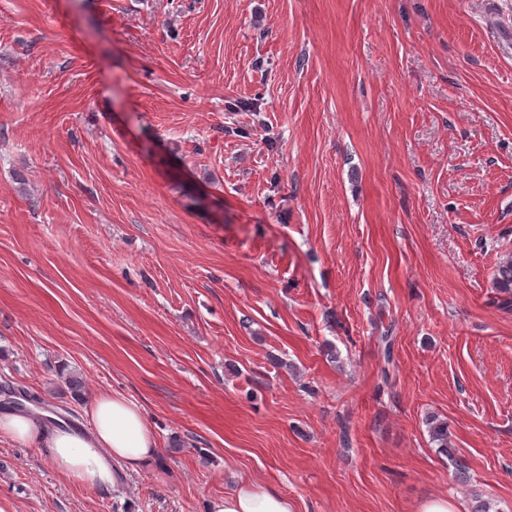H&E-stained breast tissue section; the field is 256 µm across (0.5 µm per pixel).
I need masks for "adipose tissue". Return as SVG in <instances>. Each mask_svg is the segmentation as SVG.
<instances>
[{"label": "adipose tissue", "instance_id": "1", "mask_svg": "<svg viewBox=\"0 0 512 512\" xmlns=\"http://www.w3.org/2000/svg\"><path fill=\"white\" fill-rule=\"evenodd\" d=\"M0 439L41 449L60 474L101 492L111 491L121 471L136 472L158 455L157 438L132 398L105 392L90 406V425L74 430L45 414L0 411ZM209 512H295L288 498L269 486L239 482L212 499Z\"/></svg>", "mask_w": 512, "mask_h": 512}]
</instances>
